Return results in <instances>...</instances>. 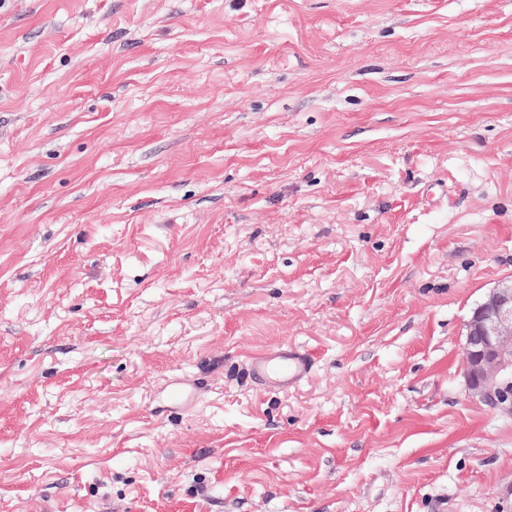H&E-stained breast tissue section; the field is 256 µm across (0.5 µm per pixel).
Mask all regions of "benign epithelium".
<instances>
[{"label":"benign epithelium","mask_w":512,"mask_h":512,"mask_svg":"<svg viewBox=\"0 0 512 512\" xmlns=\"http://www.w3.org/2000/svg\"><path fill=\"white\" fill-rule=\"evenodd\" d=\"M463 376L471 398L512 413V279L498 282L473 309Z\"/></svg>","instance_id":"obj_1"}]
</instances>
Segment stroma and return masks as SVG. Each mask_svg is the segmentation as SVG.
I'll return each instance as SVG.
<instances>
[{"label":"stroma","instance_id":"1","mask_svg":"<svg viewBox=\"0 0 512 512\" xmlns=\"http://www.w3.org/2000/svg\"><path fill=\"white\" fill-rule=\"evenodd\" d=\"M508 276L512 0H0V512H512ZM465 326L463 376L468 394L512 413V279L491 288ZM307 354L292 346H280L251 361L253 378L260 383L273 379L281 387H288L303 380L311 371Z\"/></svg>","mask_w":512,"mask_h":512}]
</instances>
